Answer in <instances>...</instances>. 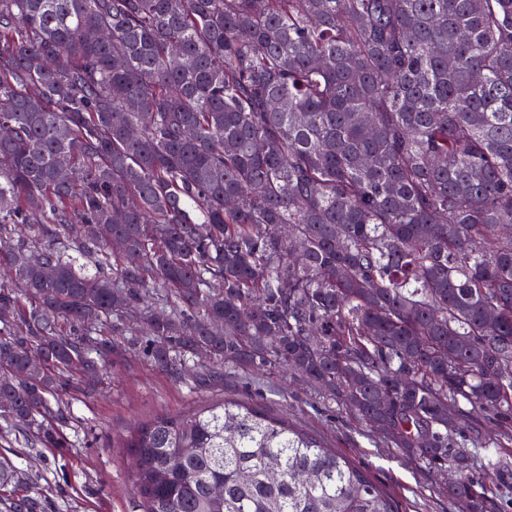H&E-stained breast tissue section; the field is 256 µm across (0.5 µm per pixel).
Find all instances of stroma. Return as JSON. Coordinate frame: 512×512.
<instances>
[{
    "label": "stroma",
    "mask_w": 512,
    "mask_h": 512,
    "mask_svg": "<svg viewBox=\"0 0 512 512\" xmlns=\"http://www.w3.org/2000/svg\"><path fill=\"white\" fill-rule=\"evenodd\" d=\"M225 397L286 417L336 448L391 495L396 512H466L444 494L446 472L386 447L364 424L324 403L301 380L278 372L238 370L197 391L189 377L159 369L138 348L113 361L95 388L75 379L61 393L65 421L58 428L60 447L33 445L16 433H0V461L48 490L46 512H135L133 460L122 448V439L157 415L188 413L203 401Z\"/></svg>",
    "instance_id": "stroma-1"
}]
</instances>
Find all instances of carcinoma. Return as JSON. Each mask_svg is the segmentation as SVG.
<instances>
[{
  "label": "carcinoma",
  "mask_w": 512,
  "mask_h": 512,
  "mask_svg": "<svg viewBox=\"0 0 512 512\" xmlns=\"http://www.w3.org/2000/svg\"><path fill=\"white\" fill-rule=\"evenodd\" d=\"M0 123V432L59 447L64 378L144 334L200 388L289 371L487 512L509 463L478 481L469 449L512 445V0H0ZM123 447L138 512H395L226 398Z\"/></svg>",
  "instance_id": "obj_1"
}]
</instances>
